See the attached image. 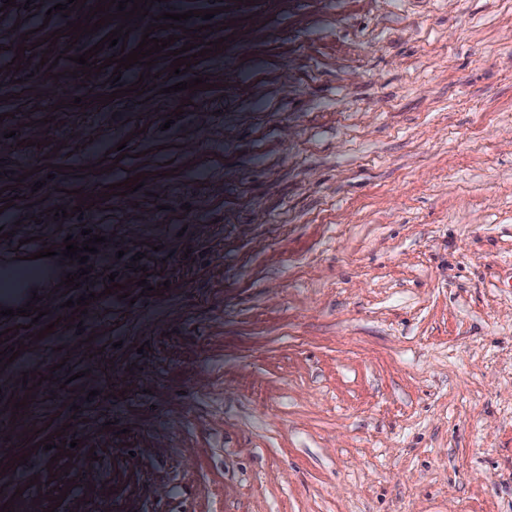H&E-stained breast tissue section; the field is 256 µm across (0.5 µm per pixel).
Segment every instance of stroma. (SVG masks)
<instances>
[{
  "label": "stroma",
  "instance_id": "stroma-1",
  "mask_svg": "<svg viewBox=\"0 0 512 512\" xmlns=\"http://www.w3.org/2000/svg\"><path fill=\"white\" fill-rule=\"evenodd\" d=\"M57 2L0 14V262L104 241L0 316V506L512 512V0Z\"/></svg>",
  "mask_w": 512,
  "mask_h": 512
}]
</instances>
